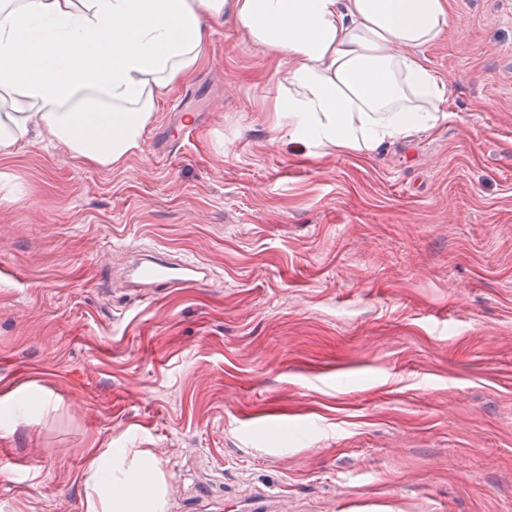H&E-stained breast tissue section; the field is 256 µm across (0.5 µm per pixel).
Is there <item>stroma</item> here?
<instances>
[{
  "instance_id": "1",
  "label": "stroma",
  "mask_w": 512,
  "mask_h": 512,
  "mask_svg": "<svg viewBox=\"0 0 512 512\" xmlns=\"http://www.w3.org/2000/svg\"><path fill=\"white\" fill-rule=\"evenodd\" d=\"M418 54L450 115L370 154L279 137L231 17L120 165L0 154V512H83L107 448L165 512H512V0ZM145 248L214 280L134 300Z\"/></svg>"
}]
</instances>
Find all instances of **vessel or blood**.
I'll return each instance as SVG.
<instances>
[{
    "mask_svg": "<svg viewBox=\"0 0 512 512\" xmlns=\"http://www.w3.org/2000/svg\"><path fill=\"white\" fill-rule=\"evenodd\" d=\"M128 292L136 298H155L180 288H198L210 280L208 267L188 259L145 251L138 254L125 271Z\"/></svg>",
    "mask_w": 512,
    "mask_h": 512,
    "instance_id": "b4317fda",
    "label": "vessel or blood"
}]
</instances>
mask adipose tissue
Instances as JSON below:
<instances>
[{"label": "adipose tissue", "mask_w": 512, "mask_h": 512, "mask_svg": "<svg viewBox=\"0 0 512 512\" xmlns=\"http://www.w3.org/2000/svg\"><path fill=\"white\" fill-rule=\"evenodd\" d=\"M449 9L448 0H0V153L41 129L74 157L122 162L228 13L286 64L283 136L369 153L438 121L446 86L418 50L442 37ZM85 484L83 512L167 506V477L138 448L95 456Z\"/></svg>", "instance_id": "ef3b65f1"}]
</instances>
